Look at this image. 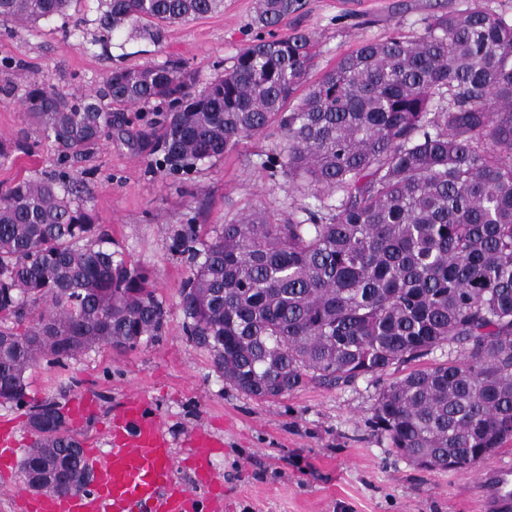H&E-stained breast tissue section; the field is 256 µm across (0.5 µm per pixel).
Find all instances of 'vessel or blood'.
<instances>
[{
	"instance_id": "obj_1",
	"label": "vessel or blood",
	"mask_w": 512,
	"mask_h": 512,
	"mask_svg": "<svg viewBox=\"0 0 512 512\" xmlns=\"http://www.w3.org/2000/svg\"><path fill=\"white\" fill-rule=\"evenodd\" d=\"M222 443L209 433H195L184 459H177L163 422L139 393H131L112 417L107 446L84 444L92 480L85 487L58 493L29 492L16 500L17 512H198L207 500L213 512L224 508V490L210 462ZM16 441L10 429H0V475L16 466ZM194 472L196 489L176 477L177 462ZM486 507L506 512L512 507V468L501 466L478 474Z\"/></svg>"
}]
</instances>
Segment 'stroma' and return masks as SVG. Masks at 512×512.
<instances>
[{
    "label": "stroma",
    "mask_w": 512,
    "mask_h": 512,
    "mask_svg": "<svg viewBox=\"0 0 512 512\" xmlns=\"http://www.w3.org/2000/svg\"><path fill=\"white\" fill-rule=\"evenodd\" d=\"M470 2L305 0L273 33L283 38L303 30L314 37L317 78L361 41L385 40L396 29L420 36L430 15L456 12ZM255 6V0H224L223 11L166 27L158 43L125 31L105 53L92 43L99 0H81L74 34H64L58 19L0 28V58L22 61L26 80L64 91L96 87L118 66L168 58L188 62L206 79L230 67L258 35ZM22 92L14 70L0 67V144L31 127L17 103ZM281 150L279 132L269 128L241 140L223 159L199 166L182 191L172 178L148 172L143 154L117 138L75 161L115 248L152 273L168 308L167 330L134 349L103 347L63 367L38 362L28 372L25 405L0 404V420H13L18 446L26 449L32 407L53 401L65 409L88 395L96 411L78 435L100 442L126 394L138 390L148 395L175 445L198 428L223 440L211 466L224 481V512H481L473 474L419 469L369 427L381 386L402 378L407 366L349 385L312 382L279 398L258 399L225 382L210 354L185 335L178 302L188 267L168 248L172 229L189 211L210 229L255 209L284 214L306 202L303 192L264 166ZM56 157L55 146L41 141L33 154L0 164V186L52 170Z\"/></svg>",
    "instance_id": "1"
}]
</instances>
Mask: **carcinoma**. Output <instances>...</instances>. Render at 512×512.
<instances>
[{
  "instance_id": "1",
  "label": "carcinoma",
  "mask_w": 512,
  "mask_h": 512,
  "mask_svg": "<svg viewBox=\"0 0 512 512\" xmlns=\"http://www.w3.org/2000/svg\"><path fill=\"white\" fill-rule=\"evenodd\" d=\"M76 0H0V25L67 18ZM93 43L217 12L224 0H100ZM302 0H257L276 26ZM314 40L259 37L200 80L179 60L117 67L95 91L25 86L19 104L59 166L0 188V404L21 405L40 359L64 366L102 346L165 334L151 274L112 248L84 181L65 163L118 136L154 174L188 175L277 126L279 173L318 204L252 211L213 230L190 216L170 236L189 275L188 340L239 392L277 398L346 385L448 348L383 385L368 423L395 451L468 473L512 440V22L478 6L437 13L410 40H365L311 80ZM155 106L133 131L125 111ZM28 134L0 161L30 155ZM58 404L30 415L20 462L66 466L87 485L80 440Z\"/></svg>"
}]
</instances>
